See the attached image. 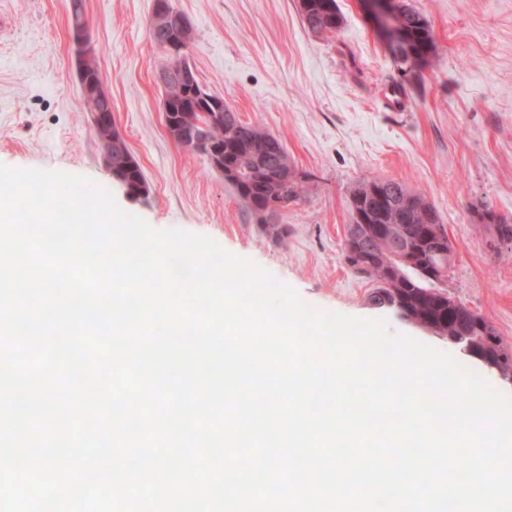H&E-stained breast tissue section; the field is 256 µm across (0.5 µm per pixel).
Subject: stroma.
Masks as SVG:
<instances>
[{"label":"stroma","mask_w":512,"mask_h":512,"mask_svg":"<svg viewBox=\"0 0 512 512\" xmlns=\"http://www.w3.org/2000/svg\"><path fill=\"white\" fill-rule=\"evenodd\" d=\"M191 20L187 58L200 83L239 118L278 137L305 181L277 239L256 224L204 156L167 133L151 42L154 0H84L112 116L151 186L134 201L112 180L84 108L69 39V0H0V163L82 175L152 228L204 234L290 285L307 304L385 320L452 355L497 390L512 379L387 308L341 255L350 193L370 177L421 190L455 259L444 288L512 344V240L476 214L512 215V0H408L436 45L427 63L395 62L359 0H336L337 35L315 36L298 0H172ZM407 103L391 109L390 86Z\"/></svg>","instance_id":"35a3bbf8"}]
</instances>
